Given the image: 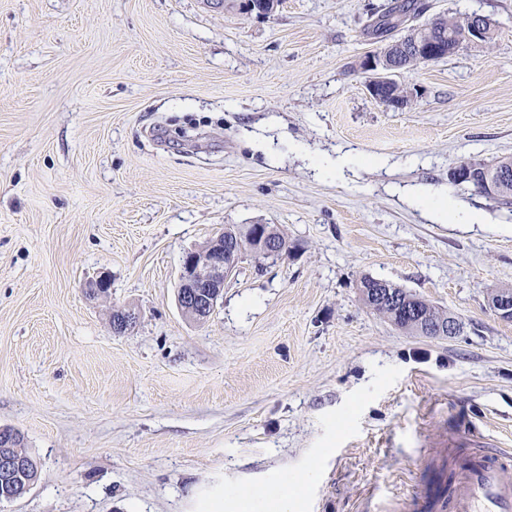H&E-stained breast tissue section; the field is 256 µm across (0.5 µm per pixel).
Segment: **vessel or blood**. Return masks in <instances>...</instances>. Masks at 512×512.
Instances as JSON below:
<instances>
[{"label": "vessel or blood", "instance_id": "obj_1", "mask_svg": "<svg viewBox=\"0 0 512 512\" xmlns=\"http://www.w3.org/2000/svg\"><path fill=\"white\" fill-rule=\"evenodd\" d=\"M461 435L447 492L439 493V512H512V455L486 451Z\"/></svg>", "mask_w": 512, "mask_h": 512}]
</instances>
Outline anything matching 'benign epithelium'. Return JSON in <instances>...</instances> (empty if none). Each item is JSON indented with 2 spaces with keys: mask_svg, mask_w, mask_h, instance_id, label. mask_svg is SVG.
<instances>
[{
  "mask_svg": "<svg viewBox=\"0 0 512 512\" xmlns=\"http://www.w3.org/2000/svg\"><path fill=\"white\" fill-rule=\"evenodd\" d=\"M493 21L484 16H476L466 24L461 35H448L447 53H454L465 42H484L492 29ZM409 39L414 57L429 61L438 53L437 42L431 40L423 28L410 29ZM399 47L381 48L361 57L357 68L366 75V89L370 96L386 107L403 110L417 98L418 91L405 89L400 95L388 94L397 86L396 76L400 72ZM449 179L458 184L476 185L485 193L496 190L492 176L479 163L463 161L449 172ZM263 257L283 258L291 252L288 243L273 236L266 224H250L235 234H220L197 251L185 255L177 283V304L187 318L203 323L207 321L223 296L224 282L236 271L239 260L245 252ZM490 305L501 319H512V292H502L491 297ZM139 321L134 310L116 307L112 310V331L124 334L133 330ZM459 331L456 317H448V323L439 324L428 330L427 335L437 338H450Z\"/></svg>",
  "mask_w": 512,
  "mask_h": 512,
  "instance_id": "7a95c632",
  "label": "benign epithelium"
}]
</instances>
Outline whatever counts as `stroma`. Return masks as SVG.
<instances>
[{
  "label": "stroma",
  "mask_w": 512,
  "mask_h": 512,
  "mask_svg": "<svg viewBox=\"0 0 512 512\" xmlns=\"http://www.w3.org/2000/svg\"><path fill=\"white\" fill-rule=\"evenodd\" d=\"M391 2L0 0V427L42 465L0 512H200L292 475L289 512H398L447 483L458 433L512 451V322L488 303L512 208L448 177L512 157V0H423L419 23L474 12L495 36L401 71L400 111L355 66ZM340 151L352 168L321 172ZM408 187L482 221L436 222ZM228 224L293 251L245 255L193 322L182 259ZM365 276L462 332L402 334ZM380 282L390 285L392 290H394V294L397 295L398 302L395 303L396 297H394L393 292L387 287L373 288L377 290L370 291V301L372 302V305L382 307H374L372 310L386 318L396 327L406 326L407 320L410 319V316H405V312L403 311L404 307L410 306L413 308L417 305L426 309L431 320L443 323L448 321V324L440 323L435 327H431L427 332V335H429L427 337L450 338L458 333L459 322L456 317L448 315L450 312L440 309L430 300H427L416 293L413 294L410 291L387 281L378 280L372 277H364L361 280V292L366 305H368L365 298L367 291H369L373 285H377ZM139 321V315L131 308L116 307L112 310V331L124 334L133 330Z\"/></svg>",
  "instance_id": "35a3bbf8"
}]
</instances>
